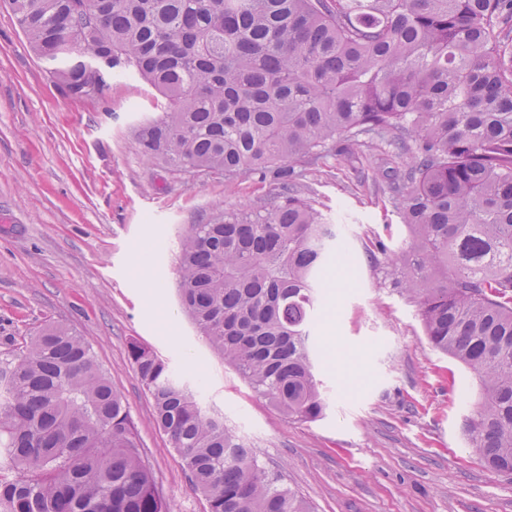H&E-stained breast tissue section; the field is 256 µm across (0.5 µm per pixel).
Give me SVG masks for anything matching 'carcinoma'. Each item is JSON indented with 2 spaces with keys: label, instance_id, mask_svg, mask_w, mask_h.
Returning a JSON list of instances; mask_svg holds the SVG:
<instances>
[{
  "label": "carcinoma",
  "instance_id": "carcinoma-1",
  "mask_svg": "<svg viewBox=\"0 0 512 512\" xmlns=\"http://www.w3.org/2000/svg\"><path fill=\"white\" fill-rule=\"evenodd\" d=\"M72 103L131 70L168 100L137 132L176 174L274 170L256 210L190 224L181 304L209 347L290 418H321L310 326L336 228L298 162L350 136L414 142L390 183L409 247L395 284L437 351L479 380L471 447L512 474V0H7ZM101 61L98 92L86 89ZM128 356L207 512H311L148 347ZM0 512H167L89 342L50 323L0 357Z\"/></svg>",
  "mask_w": 512,
  "mask_h": 512
}]
</instances>
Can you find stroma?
Wrapping results in <instances>:
<instances>
[{"label":"stroma","instance_id":"obj_1","mask_svg":"<svg viewBox=\"0 0 512 512\" xmlns=\"http://www.w3.org/2000/svg\"><path fill=\"white\" fill-rule=\"evenodd\" d=\"M167 101L132 71L104 96H63L0 0V355L45 324L92 345L123 397L139 452L170 512H207L128 357L137 341L187 380L203 407L313 512H512V475L488 469L463 426L479 382L432 349L417 307L392 283L378 245L409 244L388 184L409 150L364 136L298 164L299 195L334 224L350 254L331 264L311 345L325 414L275 410L215 354L182 311L177 236L227 209L256 208L273 175L175 176L143 159L142 122Z\"/></svg>","mask_w":512,"mask_h":512}]
</instances>
